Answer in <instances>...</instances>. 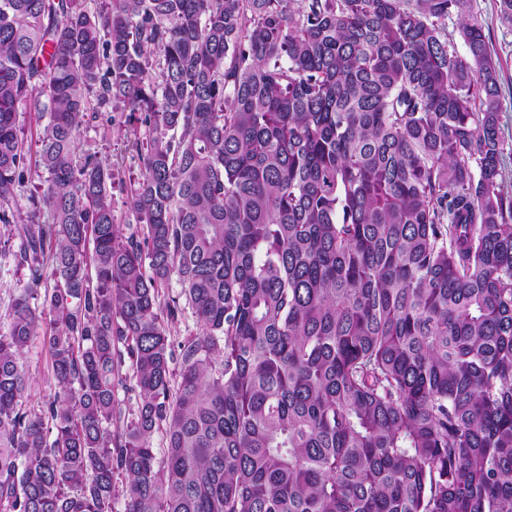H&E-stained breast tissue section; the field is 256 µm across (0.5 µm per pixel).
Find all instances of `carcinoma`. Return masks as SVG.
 <instances>
[{"label": "carcinoma", "instance_id": "obj_1", "mask_svg": "<svg viewBox=\"0 0 512 512\" xmlns=\"http://www.w3.org/2000/svg\"><path fill=\"white\" fill-rule=\"evenodd\" d=\"M117 103L144 114L129 237L77 160ZM499 120L472 0H0L1 224L47 174L0 331V512H512ZM201 333V329L197 324L196 318L192 311L186 307L183 315L179 317V321L172 325L170 340L175 345L177 350V343L184 340L187 336H197ZM26 364L31 375L27 393L28 408L39 409L53 395L55 382L48 375L46 352L40 338H35L26 352Z\"/></svg>", "mask_w": 512, "mask_h": 512}]
</instances>
